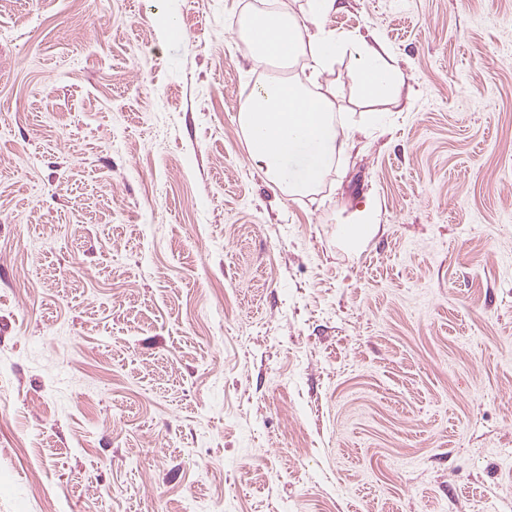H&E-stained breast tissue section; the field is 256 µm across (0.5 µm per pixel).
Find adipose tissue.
I'll return each mask as SVG.
<instances>
[{
    "mask_svg": "<svg viewBox=\"0 0 512 512\" xmlns=\"http://www.w3.org/2000/svg\"><path fill=\"white\" fill-rule=\"evenodd\" d=\"M339 8L340 0H307L301 14L280 6L258 18L246 14L239 19L253 65L286 66L301 60L308 71L303 83L256 86L239 113L252 164L291 198L319 188L336 160L354 146L353 123L336 116V85L323 80L337 59L354 63L363 96L388 99L404 83L402 72L388 63L381 41L325 27V18Z\"/></svg>",
    "mask_w": 512,
    "mask_h": 512,
    "instance_id": "adipose-tissue-1",
    "label": "adipose tissue"
}]
</instances>
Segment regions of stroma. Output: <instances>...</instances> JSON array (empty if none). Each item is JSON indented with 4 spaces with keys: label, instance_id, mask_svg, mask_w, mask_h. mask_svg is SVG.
Returning a JSON list of instances; mask_svg holds the SVG:
<instances>
[{
    "label": "stroma",
    "instance_id": "obj_1",
    "mask_svg": "<svg viewBox=\"0 0 512 512\" xmlns=\"http://www.w3.org/2000/svg\"><path fill=\"white\" fill-rule=\"evenodd\" d=\"M254 3L0 0V512H512V0H344L405 82L294 199ZM347 225L346 239L353 246H359L367 240L372 239L377 231V209L376 206L367 201L364 208L357 211L354 222Z\"/></svg>",
    "mask_w": 512,
    "mask_h": 512
}]
</instances>
